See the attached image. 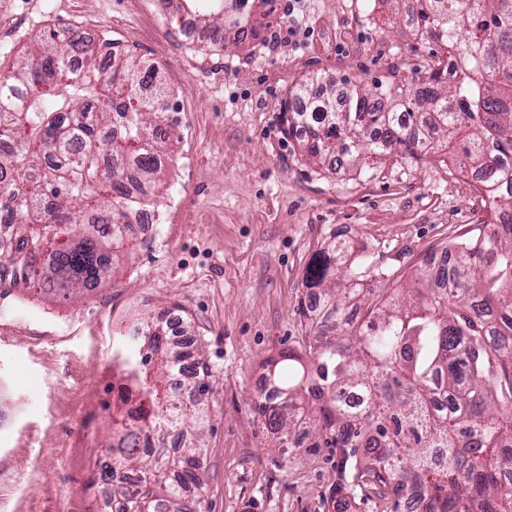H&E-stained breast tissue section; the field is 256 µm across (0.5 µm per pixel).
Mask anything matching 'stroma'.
I'll return each instance as SVG.
<instances>
[{"instance_id": "obj_1", "label": "stroma", "mask_w": 512, "mask_h": 512, "mask_svg": "<svg viewBox=\"0 0 512 512\" xmlns=\"http://www.w3.org/2000/svg\"><path fill=\"white\" fill-rule=\"evenodd\" d=\"M272 22L228 50L185 41L159 0H0V74L40 32L72 27L157 64L174 95L158 174L153 248L137 246L93 294L0 296V512H104L91 484L120 412L112 357L159 313L187 317L208 367L202 437L205 512H407L370 485L334 498L340 454L311 436L276 447L253 410L262 363L310 337L304 287L339 234L365 269L358 324L491 213L442 154L396 151L319 170L296 161L281 104L321 76L372 86L435 68L445 52L416 37L405 0H277Z\"/></svg>"}]
</instances>
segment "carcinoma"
Here are the masks:
<instances>
[{
	"mask_svg": "<svg viewBox=\"0 0 512 512\" xmlns=\"http://www.w3.org/2000/svg\"><path fill=\"white\" fill-rule=\"evenodd\" d=\"M204 2L212 10L194 16L215 34L211 46L227 49L256 36L274 0ZM412 26L455 61L453 81L439 64L371 91L342 78L339 96L334 81L319 98L300 83L283 103V133L303 160L331 170L346 157L416 156L441 134L462 171L480 173L496 223L453 245L450 268L420 269L357 327L346 309L361 295L362 271L335 239L304 280L315 296L305 312L312 342L304 355L264 362L267 393L254 408L284 441L302 429L313 447L340 450L338 495L371 483L401 498L417 474L433 512H512V0H416ZM75 54L83 60L76 81ZM102 55L112 61L105 76ZM157 78V65L69 28L33 37L0 75V139L26 159L0 190V260L19 265L0 295L23 288L76 299L122 261L135 210L154 204L129 193L128 182L131 174L150 189L156 182L170 98L145 100L140 87ZM376 97L386 106L374 107ZM138 336L136 348L113 357L146 407L112 421L104 444L112 501L118 512H201L208 368L198 347L168 338L164 313ZM444 393L454 401L447 412L437 406ZM172 430L183 447L168 448Z\"/></svg>",
	"mask_w": 512,
	"mask_h": 512,
	"instance_id": "cac0c4a2",
	"label": "carcinoma"
}]
</instances>
